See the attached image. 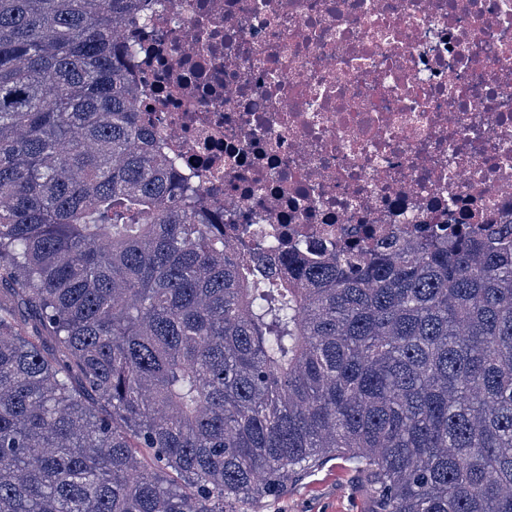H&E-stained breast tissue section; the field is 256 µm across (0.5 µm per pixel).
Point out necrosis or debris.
I'll use <instances>...</instances> for the list:
<instances>
[{
  "label": "necrosis or debris",
  "mask_w": 512,
  "mask_h": 512,
  "mask_svg": "<svg viewBox=\"0 0 512 512\" xmlns=\"http://www.w3.org/2000/svg\"><path fill=\"white\" fill-rule=\"evenodd\" d=\"M136 108L273 250L512 215V0H139Z\"/></svg>",
  "instance_id": "1"
}]
</instances>
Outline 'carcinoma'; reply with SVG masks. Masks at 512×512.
Returning a JSON list of instances; mask_svg holds the SVG:
<instances>
[{
	"mask_svg": "<svg viewBox=\"0 0 512 512\" xmlns=\"http://www.w3.org/2000/svg\"><path fill=\"white\" fill-rule=\"evenodd\" d=\"M137 0H0V512H224L355 460L374 512H512V217L224 242L134 108Z\"/></svg>",
	"mask_w": 512,
	"mask_h": 512,
	"instance_id": "cac0c4a2",
	"label": "carcinoma"
}]
</instances>
